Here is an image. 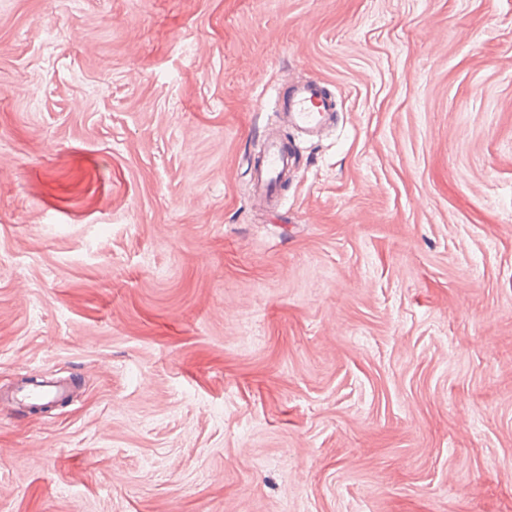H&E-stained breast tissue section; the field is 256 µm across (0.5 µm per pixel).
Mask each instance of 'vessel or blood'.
I'll use <instances>...</instances> for the list:
<instances>
[{
	"mask_svg": "<svg viewBox=\"0 0 512 512\" xmlns=\"http://www.w3.org/2000/svg\"><path fill=\"white\" fill-rule=\"evenodd\" d=\"M276 104L290 126L309 137L319 136L333 121L336 102L328 96L320 80L308 79L288 86L277 96ZM297 160L294 148L283 139L271 138L264 149L260 163L254 168V185L258 198H268L277 182L285 177ZM67 385L48 381L40 386L23 389L19 398L26 404L51 401L62 397Z\"/></svg>",
	"mask_w": 512,
	"mask_h": 512,
	"instance_id": "vessel-or-blood-1",
	"label": "vessel or blood"
}]
</instances>
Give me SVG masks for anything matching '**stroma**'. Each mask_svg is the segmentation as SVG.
Returning a JSON list of instances; mask_svg holds the SVG:
<instances>
[{
  "mask_svg": "<svg viewBox=\"0 0 512 512\" xmlns=\"http://www.w3.org/2000/svg\"><path fill=\"white\" fill-rule=\"evenodd\" d=\"M1 84L0 512H512V0H0ZM275 102L288 124L308 137H318L336 113L335 100L324 92L318 79L288 86ZM295 149L286 147L282 138H271L264 149L260 163L254 168L256 196L267 199L277 182L285 177L296 164ZM69 386L46 381L42 386H33L22 389L19 392V398L24 403L30 405L34 403L46 402L62 397L68 391Z\"/></svg>",
  "mask_w": 512,
  "mask_h": 512,
  "instance_id": "35a3bbf8",
  "label": "stroma"
}]
</instances>
